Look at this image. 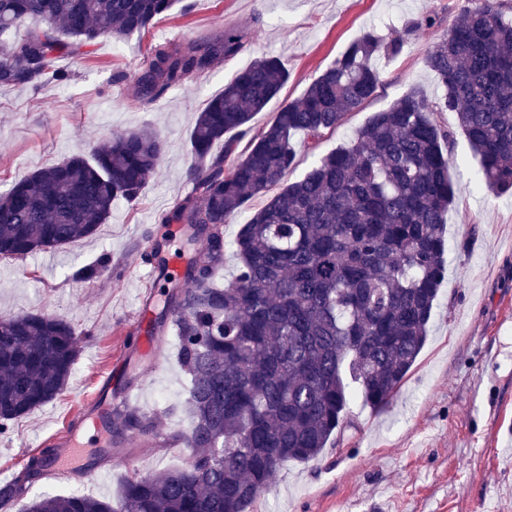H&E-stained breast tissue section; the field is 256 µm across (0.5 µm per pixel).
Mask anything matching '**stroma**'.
Returning <instances> with one entry per match:
<instances>
[{"label": "stroma", "mask_w": 512, "mask_h": 512, "mask_svg": "<svg viewBox=\"0 0 512 512\" xmlns=\"http://www.w3.org/2000/svg\"><path fill=\"white\" fill-rule=\"evenodd\" d=\"M462 0H177L170 15L121 41L99 39L90 55L63 57L67 78L33 90L0 88V193L78 152L88 153L114 134L148 130L165 150L159 167L133 203L116 202L95 236L54 251L0 262V318L42 313L70 320L84 336L65 391L15 422L0 436V483L20 471L18 457L58 451L64 435L112 408L114 389L128 402L166 417L159 437L189 426L179 413L189 380L177 360V339L166 334L145 348L141 313L156 314L164 290L141 255L166 238V258L181 253L175 227L162 215L190 189L189 137L207 100L223 91L254 59L281 58L290 78L254 126L269 122L283 102L299 96L346 46L368 28L388 34L426 14L434 27L417 29L401 52L375 62L377 96L349 113L313 144L295 136L301 179L319 158L348 145L370 116L410 88L428 100L442 90L425 66L428 48L448 29ZM246 34L243 51L155 101L138 94L133 77L167 42ZM438 123L455 133L449 175L456 195L446 216V278L427 340L398 396L385 408L362 399L350 404L354 423L339 446L315 461H291L277 470L255 512H512V196L494 197L475 185L478 162L455 113ZM122 265L76 281L71 274L102 256ZM106 435L86 442L69 478L44 474L32 495L79 492L116 498L128 477L158 475L185 466L190 449L131 436L119 464L98 463ZM97 480H88V471Z\"/></svg>", "instance_id": "1"}]
</instances>
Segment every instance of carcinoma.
<instances>
[{"instance_id": "1", "label": "carcinoma", "mask_w": 512, "mask_h": 512, "mask_svg": "<svg viewBox=\"0 0 512 512\" xmlns=\"http://www.w3.org/2000/svg\"><path fill=\"white\" fill-rule=\"evenodd\" d=\"M175 0H0V36L26 23L19 40L0 39V88L61 82L58 58L141 32ZM423 15L394 37L364 31L284 103L262 127L253 117L289 79L263 56L211 97L190 134V191L163 215L181 225L182 284L166 293L159 335L170 324L189 376V429L169 435L192 450L189 463L133 477L114 500L42 494L25 512H253L284 463L320 457L352 426L356 388L374 409L399 393L426 339L445 278V217L455 187L452 134L438 112L456 113L478 159L480 188L512 194V3L463 5L425 58L442 88L430 102L413 88L376 112L352 143L287 182L297 163L293 136L315 141L373 99L374 60L398 54L404 35L431 28ZM230 30L215 39L166 43L134 83L157 99L244 48ZM223 144L220 151L217 144ZM164 151L147 130L117 134L86 156L75 153L0 194V260L60 249L92 237L120 199L136 201ZM235 240V279L224 267V225L252 201ZM81 334L66 318L22 314L0 320V435L66 389ZM112 441L151 438L159 417L124 405L108 414Z\"/></svg>"}]
</instances>
